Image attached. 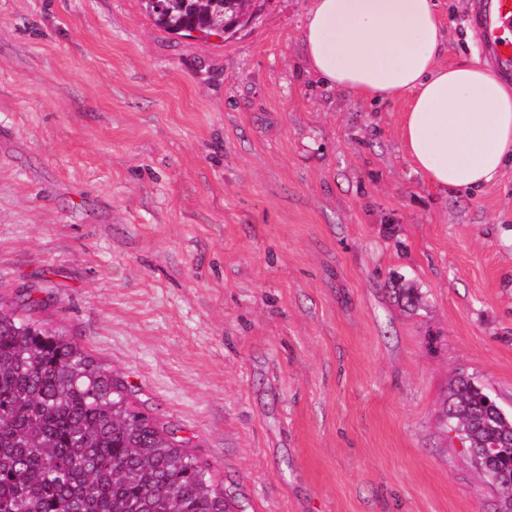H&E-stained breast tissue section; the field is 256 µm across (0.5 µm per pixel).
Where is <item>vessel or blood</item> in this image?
I'll list each match as a JSON object with an SVG mask.
<instances>
[{
    "mask_svg": "<svg viewBox=\"0 0 512 512\" xmlns=\"http://www.w3.org/2000/svg\"><path fill=\"white\" fill-rule=\"evenodd\" d=\"M476 22L483 32L495 74L512 78V0H479Z\"/></svg>",
    "mask_w": 512,
    "mask_h": 512,
    "instance_id": "vessel-or-blood-1",
    "label": "vessel or blood"
}]
</instances>
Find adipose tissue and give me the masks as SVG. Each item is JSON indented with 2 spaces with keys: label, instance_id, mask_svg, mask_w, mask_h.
I'll use <instances>...</instances> for the list:
<instances>
[{
  "label": "adipose tissue",
  "instance_id": "obj_1",
  "mask_svg": "<svg viewBox=\"0 0 512 512\" xmlns=\"http://www.w3.org/2000/svg\"><path fill=\"white\" fill-rule=\"evenodd\" d=\"M438 0H312L301 41L314 76L370 103L410 100L405 153L427 183L468 193L512 158V86L478 58L441 63Z\"/></svg>",
  "mask_w": 512,
  "mask_h": 512
}]
</instances>
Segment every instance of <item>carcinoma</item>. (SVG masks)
Here are the masks:
<instances>
[{"label": "carcinoma", "mask_w": 512, "mask_h": 512, "mask_svg": "<svg viewBox=\"0 0 512 512\" xmlns=\"http://www.w3.org/2000/svg\"><path fill=\"white\" fill-rule=\"evenodd\" d=\"M265 0H146L171 32L231 35ZM417 307L416 288H393ZM485 388L459 376L444 416L464 447L512 443V417L485 406ZM0 512H230L224 488L174 432L136 408L125 387L80 345L0 305Z\"/></svg>", "instance_id": "cac0c4a2"}]
</instances>
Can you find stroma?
<instances>
[{
  "mask_svg": "<svg viewBox=\"0 0 512 512\" xmlns=\"http://www.w3.org/2000/svg\"><path fill=\"white\" fill-rule=\"evenodd\" d=\"M476 5L442 0V63L480 50ZM310 6L224 40L145 0H0V303L123 381L232 512H499L443 414L461 374L512 412V166L430 187L408 98L310 73Z\"/></svg>",
  "mask_w": 512,
  "mask_h": 512,
  "instance_id": "obj_1",
  "label": "stroma"
}]
</instances>
